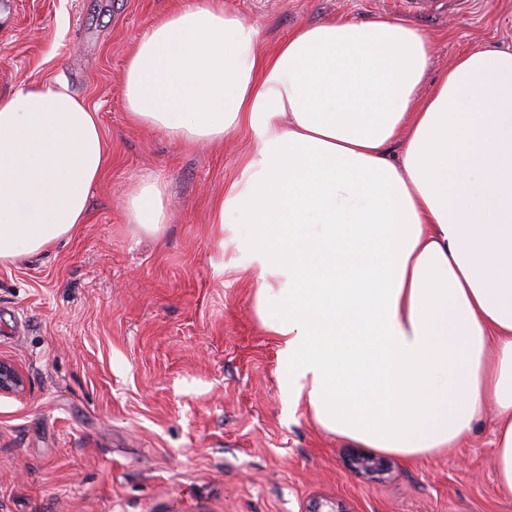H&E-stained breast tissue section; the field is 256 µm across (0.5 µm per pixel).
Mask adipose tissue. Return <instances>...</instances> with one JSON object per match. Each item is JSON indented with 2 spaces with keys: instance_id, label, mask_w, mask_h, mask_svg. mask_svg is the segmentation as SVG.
I'll use <instances>...</instances> for the list:
<instances>
[{
  "instance_id": "obj_1",
  "label": "adipose tissue",
  "mask_w": 512,
  "mask_h": 512,
  "mask_svg": "<svg viewBox=\"0 0 512 512\" xmlns=\"http://www.w3.org/2000/svg\"><path fill=\"white\" fill-rule=\"evenodd\" d=\"M432 47L400 20L334 18L267 51L223 0H189L130 51L125 108L186 145L249 131L213 224L259 269L256 316L321 428L419 457L492 405L512 492V50L459 56L423 98ZM106 161L66 87L0 98V263L68 240ZM165 197L136 179L128 223L158 235Z\"/></svg>"
}]
</instances>
